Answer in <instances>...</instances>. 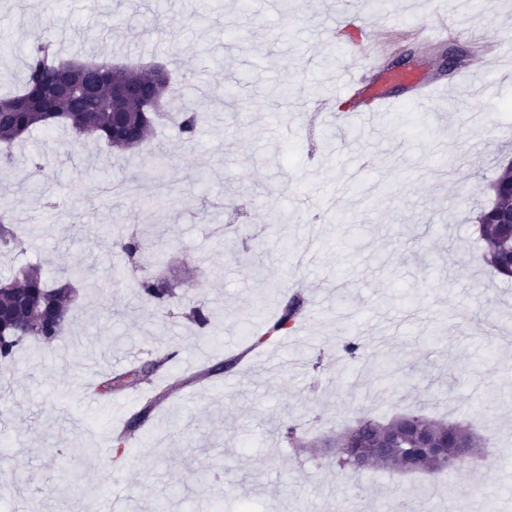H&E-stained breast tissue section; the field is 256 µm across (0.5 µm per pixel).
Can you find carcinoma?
<instances>
[{"instance_id": "1", "label": "carcinoma", "mask_w": 512, "mask_h": 512, "mask_svg": "<svg viewBox=\"0 0 512 512\" xmlns=\"http://www.w3.org/2000/svg\"><path fill=\"white\" fill-rule=\"evenodd\" d=\"M71 62L81 67L96 68L107 74V81L100 87L98 98L92 102L79 95H71L56 101L55 111H45L43 88L66 62L55 50V43L45 38L33 45L26 54V80L22 89L0 98V143L11 146L26 139L38 127L59 125L82 139L102 142L110 149L126 152L125 144L112 139V82H141L148 86L150 96L156 104H161L171 93L170 74L153 78L135 68L112 69L84 58L79 51ZM128 118L137 125L139 144L146 142L162 116L159 111L145 107L137 99L127 104ZM205 112L193 108L182 110L178 129L182 137L191 140L205 122ZM492 201L483 207L477 216L479 233L486 244V263L498 274L512 277V226L500 223V218L512 210V165L500 167L496 178L489 184ZM20 241L11 229L10 217L0 213V246H17ZM147 239L138 232H129L111 239L110 253L120 257L124 265L134 267L147 252ZM138 294L146 302H164L172 292L152 280L138 283ZM75 291L68 275L50 283L41 270L35 266L19 269L16 274L0 280V367L8 368L15 362L16 352L30 339L41 343H51L63 332ZM306 307L303 294L297 292L281 307L280 313L259 335L252 338V346L259 347L273 342L280 336L292 333ZM189 318L195 326L205 330L211 325L212 315L209 305L201 300L190 309ZM175 352H160L150 363L132 368L106 379L102 383L104 392L136 389L143 375L155 372L172 361ZM153 401L144 406L126 422L125 433L116 441V456H121L126 437L133 436L149 418ZM358 432L365 447L371 448L378 441L392 444L389 457L379 460L369 453L354 455L347 447L346 435L336 441L346 446L341 451L338 465L341 468H358L360 463H370L376 468L394 467L404 449L411 446L418 432H424L436 439L458 436L475 448L477 441L469 430L460 423L437 421L424 413L412 412L396 417L386 423L364 418L357 422ZM464 467L457 459H448L443 466L433 465V458L426 456L419 462L418 470L436 474Z\"/></svg>"}]
</instances>
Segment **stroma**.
<instances>
[{
    "mask_svg": "<svg viewBox=\"0 0 512 512\" xmlns=\"http://www.w3.org/2000/svg\"><path fill=\"white\" fill-rule=\"evenodd\" d=\"M0 0V95L18 90L25 54L53 34L62 56L82 48L103 14L117 24L96 56L165 66L182 99L208 115L195 140L162 122L139 150L117 154L61 128L34 130L0 167V210L25 251L0 247V278L25 265L47 277L82 269L56 341L27 342L0 391V505L6 512H86L115 486L123 512H512V279L483 262L475 216L498 165L512 158V56L472 92L445 70L458 45L481 59L512 30V0ZM204 25H196L199 13ZM151 50H135L145 28ZM447 30L432 45L423 31ZM358 30L357 43L341 42ZM391 99L384 115L352 111L338 71L362 69ZM435 82L424 107L387 81L396 51ZM294 88L283 101L273 89ZM54 159L41 193L23 180ZM457 161L447 171L444 159ZM135 228L165 243L136 269L106 263L109 234ZM164 282L166 304L140 299ZM303 283L290 346L252 347ZM205 298L212 325L182 315ZM373 347L360 359L341 344ZM177 355L146 392L87 403L118 366ZM231 369L213 374L220 362ZM157 403L121 459L113 425ZM423 409L482 441L492 470L445 475L350 472L335 448L298 453L282 421L336 435L363 416ZM87 454L72 455V448Z\"/></svg>",
    "mask_w": 512,
    "mask_h": 512,
    "instance_id": "obj_1",
    "label": "stroma"
}]
</instances>
